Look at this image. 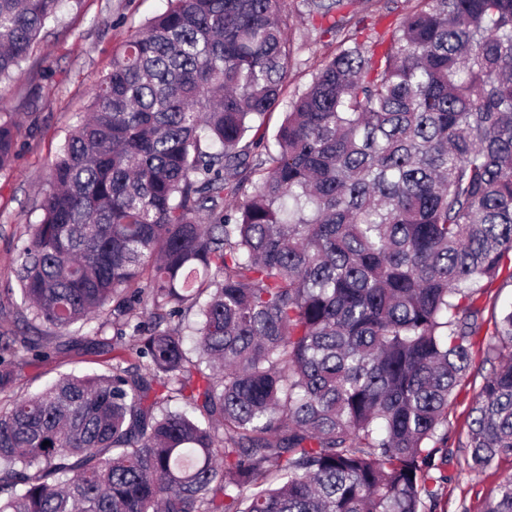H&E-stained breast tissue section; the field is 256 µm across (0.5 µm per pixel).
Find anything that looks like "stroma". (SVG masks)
Segmentation results:
<instances>
[{
  "mask_svg": "<svg viewBox=\"0 0 512 512\" xmlns=\"http://www.w3.org/2000/svg\"><path fill=\"white\" fill-rule=\"evenodd\" d=\"M167 7L168 0H79L48 25L0 99V110L14 113L23 127L13 168L0 174V331L24 329L22 299L8 293L16 285L20 263L17 241L40 219L37 205L48 186L50 165L68 131L85 114L91 85L110 70L113 55L130 34ZM293 32L299 46L293 72L305 84L311 79L313 53L322 47L320 34L300 10L293 16ZM96 328L93 322L72 326L68 335L55 340L48 357L23 365L13 391L0 393V398L36 391L62 374L104 372L114 354L112 335ZM483 373L481 366H473L449 416L453 460L448 472L456 480L448 486L447 512H483L486 500L512 476V458L480 472L462 468L466 451L457 442L465 435L468 407Z\"/></svg>",
  "mask_w": 512,
  "mask_h": 512,
  "instance_id": "1",
  "label": "stroma"
}]
</instances>
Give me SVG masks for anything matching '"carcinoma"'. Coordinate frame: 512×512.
Here are the masks:
<instances>
[{"label":"carcinoma","mask_w":512,"mask_h":512,"mask_svg":"<svg viewBox=\"0 0 512 512\" xmlns=\"http://www.w3.org/2000/svg\"><path fill=\"white\" fill-rule=\"evenodd\" d=\"M64 2L0 0L1 96ZM303 6L328 51L269 139L288 0H168L93 83L16 280L138 344L0 406V512H438L478 355L466 468L512 458V0ZM51 339L0 332V391ZM512 301V288H491L488 293L482 298V305L485 307L484 317L490 319V317L499 312L500 308L507 303Z\"/></svg>","instance_id":"carcinoma-1"}]
</instances>
